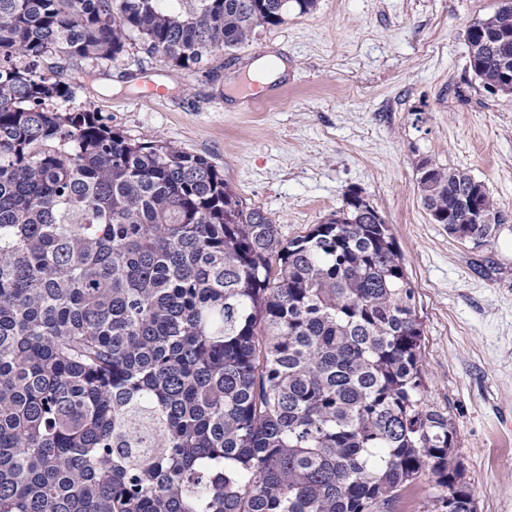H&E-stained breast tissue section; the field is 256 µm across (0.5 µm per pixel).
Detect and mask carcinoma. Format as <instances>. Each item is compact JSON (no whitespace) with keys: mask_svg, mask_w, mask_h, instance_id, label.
Instances as JSON below:
<instances>
[{"mask_svg":"<svg viewBox=\"0 0 512 512\" xmlns=\"http://www.w3.org/2000/svg\"><path fill=\"white\" fill-rule=\"evenodd\" d=\"M164 2L0 0V512H400L426 473L424 512H476L427 403L414 288L360 190L287 239L208 159L68 106L135 42L211 76L316 5ZM466 45L509 94L512 4ZM52 58L81 63L72 81ZM416 172L430 220L494 235L482 181Z\"/></svg>","mask_w":512,"mask_h":512,"instance_id":"cac0c4a2","label":"carcinoma"}]
</instances>
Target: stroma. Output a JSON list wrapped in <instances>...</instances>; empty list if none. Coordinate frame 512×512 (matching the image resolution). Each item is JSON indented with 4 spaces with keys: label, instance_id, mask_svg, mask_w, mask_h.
I'll list each match as a JSON object with an SVG mask.
<instances>
[{
    "label": "stroma",
    "instance_id": "stroma-1",
    "mask_svg": "<svg viewBox=\"0 0 512 512\" xmlns=\"http://www.w3.org/2000/svg\"><path fill=\"white\" fill-rule=\"evenodd\" d=\"M504 0H317L210 62L215 78L132 47L76 91L113 129L206 157L285 237L356 188L390 224L415 289L430 404L448 411L477 512H512V96L467 70L466 32ZM284 63L243 106L258 58ZM143 71L137 87L124 81ZM164 89L145 96L147 84ZM468 171L507 220L484 242L432 223L415 165Z\"/></svg>",
    "mask_w": 512,
    "mask_h": 512
}]
</instances>
